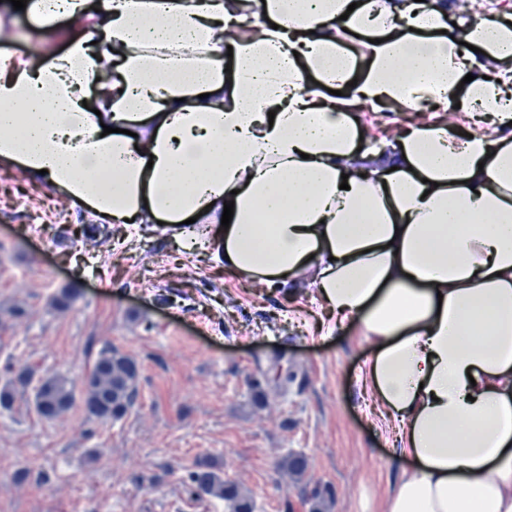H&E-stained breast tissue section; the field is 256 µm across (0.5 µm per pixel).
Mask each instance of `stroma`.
Segmentation results:
<instances>
[{
	"label": "stroma",
	"instance_id": "obj_1",
	"mask_svg": "<svg viewBox=\"0 0 512 512\" xmlns=\"http://www.w3.org/2000/svg\"><path fill=\"white\" fill-rule=\"evenodd\" d=\"M84 222L0 174V386L27 368L81 379L109 346L136 361V396L104 425L79 401L42 419L16 390L0 409V512H230L196 493L202 456L254 512H385L395 429L367 407L359 326L318 331L314 289L254 287L155 225L97 226L90 246ZM64 288L76 299L55 308ZM290 455L303 476L279 469Z\"/></svg>",
	"mask_w": 512,
	"mask_h": 512
}]
</instances>
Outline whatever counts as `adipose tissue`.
Here are the masks:
<instances>
[{"label":"adipose tissue","instance_id":"obj_1","mask_svg":"<svg viewBox=\"0 0 512 512\" xmlns=\"http://www.w3.org/2000/svg\"><path fill=\"white\" fill-rule=\"evenodd\" d=\"M25 13L65 43L0 56V168L91 223L158 222L251 282L315 288L361 328L360 378L398 425L386 512H512V7L27 0ZM380 103L457 121L369 146L355 113Z\"/></svg>","mask_w":512,"mask_h":512}]
</instances>
